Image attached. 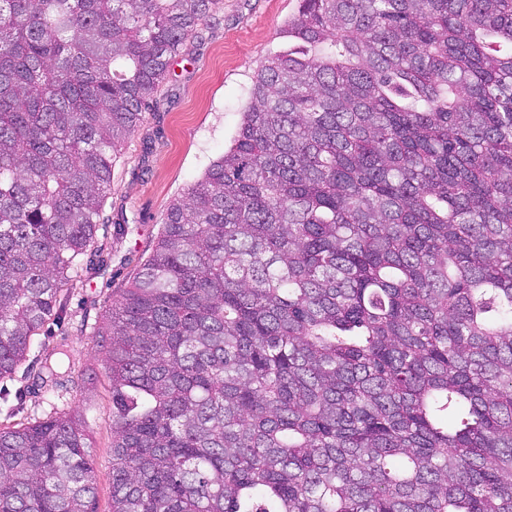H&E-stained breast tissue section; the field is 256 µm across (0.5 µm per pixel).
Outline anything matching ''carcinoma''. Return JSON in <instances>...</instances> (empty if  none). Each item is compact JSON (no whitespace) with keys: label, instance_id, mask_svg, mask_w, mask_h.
<instances>
[{"label":"carcinoma","instance_id":"1","mask_svg":"<svg viewBox=\"0 0 512 512\" xmlns=\"http://www.w3.org/2000/svg\"><path fill=\"white\" fill-rule=\"evenodd\" d=\"M222 0H0V379ZM95 331L110 512H512V0H300ZM86 423L0 512H96Z\"/></svg>","mask_w":512,"mask_h":512}]
</instances>
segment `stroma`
<instances>
[{"label": "stroma", "instance_id": "1", "mask_svg": "<svg viewBox=\"0 0 512 512\" xmlns=\"http://www.w3.org/2000/svg\"><path fill=\"white\" fill-rule=\"evenodd\" d=\"M298 0H224L204 37L174 56L151 110L112 162L94 250L70 272L62 309L34 337L13 377L0 379V426L80 410L98 473L97 512H109L112 392L93 331L120 288L151 254L173 199L217 161L235 136L261 63L287 43L280 31ZM63 350L66 380L40 386L46 351Z\"/></svg>", "mask_w": 512, "mask_h": 512}]
</instances>
